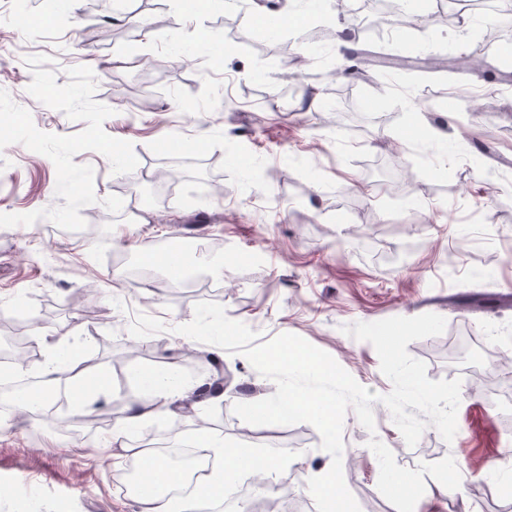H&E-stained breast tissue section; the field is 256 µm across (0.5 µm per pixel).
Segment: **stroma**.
I'll use <instances>...</instances> for the list:
<instances>
[{
  "label": "stroma",
  "instance_id": "obj_1",
  "mask_svg": "<svg viewBox=\"0 0 512 512\" xmlns=\"http://www.w3.org/2000/svg\"><path fill=\"white\" fill-rule=\"evenodd\" d=\"M262 2L285 14L277 32L235 0L205 10L196 0H129L149 35L89 43L83 30L104 23L98 0H0V89L39 130L75 135L84 122L27 87L36 68L55 71L62 85L69 68L91 67L95 100L113 110L105 132L131 142L139 161L116 174L97 152L74 156L95 171L98 201L81 210L84 230L47 219L0 228V310L31 324L41 374L60 340L78 341L81 358L109 367L136 341V314L162 320L166 331L139 340L145 356L109 379L111 398L125 385L139 406L152 403L140 390L143 374L175 369L210 382L218 357L223 401H178L132 442L154 451L216 435L257 455L287 447L283 512H317L307 481L332 462L319 432L299 423L248 435L232 407L274 394L273 381L245 356L174 326L190 322L197 303L216 302L260 341L299 335L385 395L392 383L376 350L343 326L440 315L445 331L407 350L429 379H461L454 440L430 426L411 448L382 403L372 405L371 432L347 412L345 483L361 512H396L377 488L374 436L405 468L454 458L465 497L430 479L415 512H512V499L498 493L512 483V386L489 390L472 376L493 368L512 379V200L499 194L512 192V31L484 40L483 29L498 24L490 8L477 20L414 30L440 57L434 69L398 64L396 33L367 37L336 0L315 12L297 10L295 0ZM338 22L351 29L348 45L319 37ZM478 139L486 165L472 169ZM165 141L182 146L170 196L111 219L103 199L130 202L143 176L158 179ZM55 187L48 157L21 144L0 150V213L58 206ZM92 224L107 234H91ZM176 243L200 270L193 285L153 265L144 277L113 268L114 252L138 265L144 253ZM216 254L229 262L219 277L206 271ZM111 433L91 424L60 432L0 409V512H138L122 489L126 451L102 445Z\"/></svg>",
  "mask_w": 512,
  "mask_h": 512
}]
</instances>
